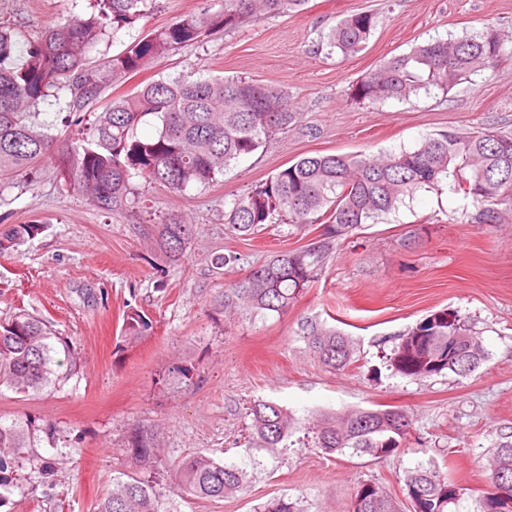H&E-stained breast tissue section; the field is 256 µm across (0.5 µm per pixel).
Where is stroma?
<instances>
[{"label":"stroma","instance_id":"obj_1","mask_svg":"<svg viewBox=\"0 0 512 512\" xmlns=\"http://www.w3.org/2000/svg\"><path fill=\"white\" fill-rule=\"evenodd\" d=\"M93 10L94 0H0V12L29 37ZM361 11L378 16L365 48L328 52L324 34ZM488 23L509 37L511 58L497 72L407 101L350 98L351 86L384 59ZM178 75L281 86L304 118L207 186L179 194L134 178L139 202L120 215L62 193L47 162L34 178L0 184V232L43 225L17 251L0 255V321L22 309L45 318L77 359L72 375L40 393L0 387V423L28 424L33 453L55 462L46 480L34 461L20 460L0 512H97L123 475L155 481L161 512H254L280 497L300 512H345L364 482L383 487L405 510L404 473L421 463L438 466L459 488L448 512H481L492 450L512 442V223L471 222V200L447 186L419 190L340 241L321 276L280 316L225 317L212 300L240 270L217 274L210 261L234 252L256 265L318 240L317 224H268L238 237L224 229L233 198L302 157L409 150L443 131H512V0H308L302 11L170 52L105 95ZM172 214L198 227L175 263L152 238ZM130 305L154 326L134 343L122 333ZM441 309L471 326L485 360L464 377L448 370L423 379L395 374L387 359L400 334ZM311 324L351 337L349 367L334 371L318 362L304 338ZM177 366L190 378L172 381ZM257 399L293 418L279 447H262L251 432L247 409ZM397 407L411 427L404 451L389 457L329 454L307 436L324 413ZM135 428L156 433L157 467L143 469L127 455ZM196 453L242 469V489L208 500L178 492L169 465Z\"/></svg>","mask_w":512,"mask_h":512}]
</instances>
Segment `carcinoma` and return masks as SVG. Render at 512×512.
<instances>
[{
    "label": "carcinoma",
    "instance_id": "1",
    "mask_svg": "<svg viewBox=\"0 0 512 512\" xmlns=\"http://www.w3.org/2000/svg\"><path fill=\"white\" fill-rule=\"evenodd\" d=\"M96 12L87 18L67 19L44 28L35 38H23L0 20V181L31 176L41 164L55 163L60 188L87 196L104 212L118 213L137 203L132 179L142 177L181 193L194 185H208L231 162L251 154L275 136L300 123L301 113L288 103L283 88L236 77L159 79L124 97L102 101L104 92L130 74L172 50L200 46L219 33L246 23L300 9L306 0H220L180 16L172 24L132 38L111 58L96 62L90 53L107 33L132 34L154 8L155 0H95ZM377 25L367 11L342 19L325 35L332 50L358 52ZM504 39L495 27L461 38L435 40L382 62L352 86L358 102L408 100L433 89L447 92L461 81L494 72L503 63ZM58 102L66 126L80 125L74 139L53 131L39 120V103ZM96 118L84 125L87 112ZM156 117L157 135L139 139L135 129L147 116ZM448 183L450 191L472 199L481 224L512 223V133L487 129L460 135L429 136L412 151L375 154H318L305 156L274 173L265 183L233 199L224 212L225 230L251 235L266 224L287 218L296 226L321 224L320 240L301 249L278 254L251 265L224 284L214 305L229 315H283L322 274L334 244L353 235L414 196L421 189ZM41 230L39 224H16L0 233V252L15 249ZM194 225L175 215L160 225L156 244L170 260L184 256ZM153 321L130 305L123 334L136 340L151 334ZM470 336L469 362L475 371L484 358L476 332L448 310L436 311L401 335L389 357L391 369L421 379L445 370L463 374L448 359V337ZM309 347L318 361L333 370L353 362L349 338L336 329L306 330ZM77 362L68 342L46 321L19 313L0 323V387L30 394L67 378ZM252 430L266 448H276L293 426L282 406L256 400L248 407ZM407 413L395 408L362 409L343 416L325 414L311 428L317 447L328 453H352L374 458L402 450L409 433ZM24 425L0 424V501L15 480L18 460L30 458ZM154 435L135 430L127 452L143 466L156 463ZM178 490L200 499L222 498L243 483V471L211 456L194 454L175 465ZM490 490L483 512H512V502L498 495V482L512 486V443H502L492 458ZM413 512H448L457 488L434 466L419 465L404 479ZM97 512H159V492L153 481L131 477L116 480L98 503ZM255 512H299L296 503L282 498ZM347 512H402L380 486L359 484Z\"/></svg>",
    "mask_w": 512,
    "mask_h": 512
}]
</instances>
